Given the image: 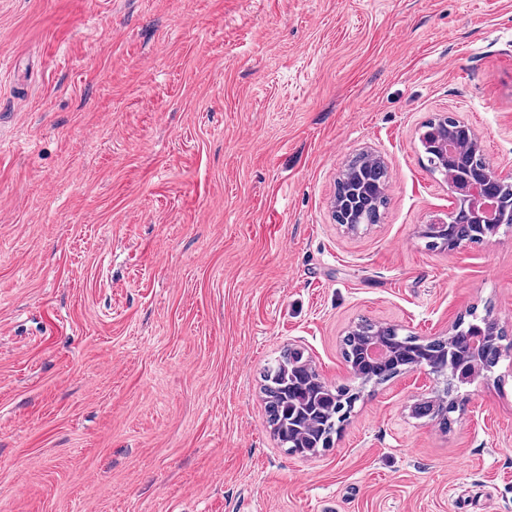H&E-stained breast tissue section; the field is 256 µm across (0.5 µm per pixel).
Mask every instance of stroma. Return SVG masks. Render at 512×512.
Instances as JSON below:
<instances>
[{
  "instance_id": "stroma-1",
  "label": "stroma",
  "mask_w": 512,
  "mask_h": 512,
  "mask_svg": "<svg viewBox=\"0 0 512 512\" xmlns=\"http://www.w3.org/2000/svg\"><path fill=\"white\" fill-rule=\"evenodd\" d=\"M512 172V0H0V512H512V353L356 381L361 320L512 345V224L433 249L455 208L424 125ZM388 164L379 223L331 202ZM358 398L330 447L282 446L287 347ZM359 202H352L345 196L343 198H335L334 200V215L336 221H339L341 226L349 232H357L363 222L362 216L359 215L356 206ZM502 339H495L488 346H476L469 356V361L464 366L468 367L465 371L459 372L462 380L468 383L474 382L485 372L490 371L499 359L507 352V349L501 344Z\"/></svg>"
}]
</instances>
